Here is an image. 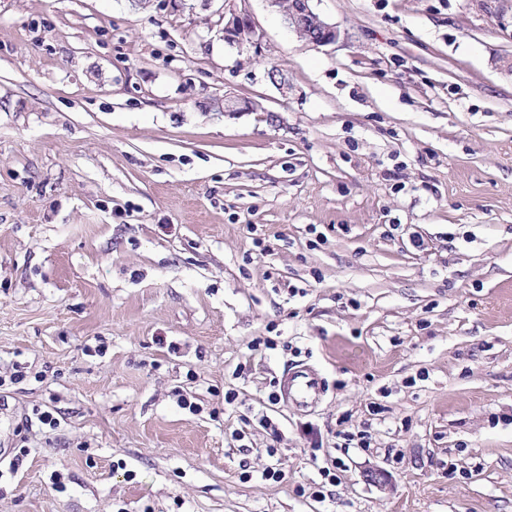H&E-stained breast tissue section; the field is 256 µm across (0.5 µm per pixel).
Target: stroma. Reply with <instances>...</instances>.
Instances as JSON below:
<instances>
[{
	"label": "stroma",
	"instance_id": "35a3bbf8",
	"mask_svg": "<svg viewBox=\"0 0 512 512\" xmlns=\"http://www.w3.org/2000/svg\"><path fill=\"white\" fill-rule=\"evenodd\" d=\"M234 6L0 0V512H512V0ZM234 0L225 1L224 5V39L235 40L238 44L244 40L258 44L256 27L251 17L245 12L234 8ZM312 0H288L281 6V0H270L271 7L282 17L288 29L298 38L317 46H324L336 41V26L316 13L310 2ZM323 393V382L317 373L306 366H299L284 382L281 398L285 406L305 409L318 402Z\"/></svg>",
	"mask_w": 512,
	"mask_h": 512
}]
</instances>
